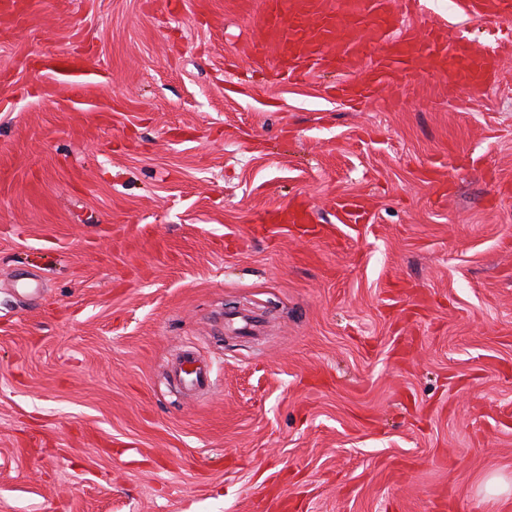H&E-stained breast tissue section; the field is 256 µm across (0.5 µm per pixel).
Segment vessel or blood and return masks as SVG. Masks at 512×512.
Returning <instances> with one entry per match:
<instances>
[{
  "instance_id": "b4317fda",
  "label": "vessel or blood",
  "mask_w": 512,
  "mask_h": 512,
  "mask_svg": "<svg viewBox=\"0 0 512 512\" xmlns=\"http://www.w3.org/2000/svg\"><path fill=\"white\" fill-rule=\"evenodd\" d=\"M463 13L478 19H512V0H456ZM265 37L248 47L253 61L272 63L297 80L317 69L367 72L359 83L340 82L338 98L367 103L389 85L415 73L447 77L449 86L481 92L502 74L505 60L498 47L473 49L469 40L450 35L436 22L403 24L391 0H262ZM46 72L60 76L72 95L93 83L96 73L84 59L52 53ZM267 224H307L308 207L292 203L265 214ZM340 224L370 223L356 197L336 203Z\"/></svg>"
}]
</instances>
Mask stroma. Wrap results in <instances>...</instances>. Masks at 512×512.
Returning <instances> with one entry per match:
<instances>
[{"label": "stroma", "instance_id": "1", "mask_svg": "<svg viewBox=\"0 0 512 512\" xmlns=\"http://www.w3.org/2000/svg\"><path fill=\"white\" fill-rule=\"evenodd\" d=\"M182 2L0 14V512H512V64L359 112L251 64L259 7ZM452 2L404 20L512 46ZM292 201L330 236L263 229ZM43 67L46 72L62 77L59 82L65 84L73 96L81 95L98 76L84 59L68 52L50 53L44 58ZM336 221L340 224H368L371 217L359 198L343 197L336 202Z\"/></svg>", "mask_w": 512, "mask_h": 512}]
</instances>
